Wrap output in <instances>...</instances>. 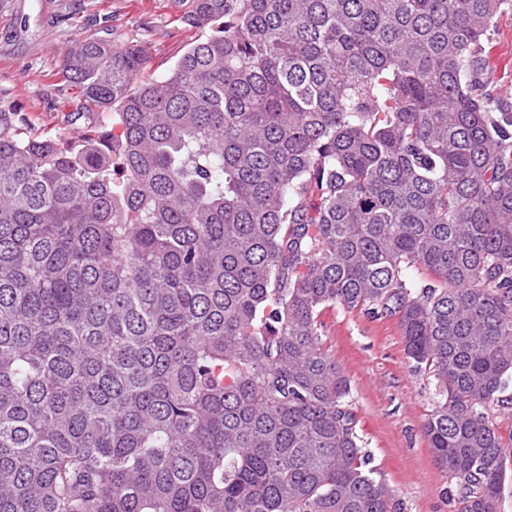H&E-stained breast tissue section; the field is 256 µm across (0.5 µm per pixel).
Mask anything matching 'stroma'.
<instances>
[{
    "label": "stroma",
    "mask_w": 512,
    "mask_h": 512,
    "mask_svg": "<svg viewBox=\"0 0 512 512\" xmlns=\"http://www.w3.org/2000/svg\"><path fill=\"white\" fill-rule=\"evenodd\" d=\"M186 9L182 0H0V110L26 117L41 136L77 138L80 125L67 119L72 90L59 74L65 52L85 39L118 47L142 41L149 71L164 73L195 37L181 21ZM501 29L484 56L489 80L512 95V16L502 19ZM321 320V343L350 381L371 468L404 512H455L442 494L448 479L422 431L436 382L407 359L395 320L338 306Z\"/></svg>",
    "instance_id": "stroma-1"
}]
</instances>
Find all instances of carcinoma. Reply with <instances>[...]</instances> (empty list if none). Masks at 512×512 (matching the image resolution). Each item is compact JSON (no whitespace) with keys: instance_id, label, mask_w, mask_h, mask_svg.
I'll return each instance as SVG.
<instances>
[{"instance_id":"cac0c4a2","label":"carcinoma","mask_w":512,"mask_h":512,"mask_svg":"<svg viewBox=\"0 0 512 512\" xmlns=\"http://www.w3.org/2000/svg\"><path fill=\"white\" fill-rule=\"evenodd\" d=\"M512 0H191L197 39L78 43L70 146L0 111V512H403L322 312L393 317L436 380L457 512L512 452ZM429 279L418 282L412 272ZM500 25L503 35L485 44L486 76L512 97V15L504 17ZM489 421L494 425L505 446L512 444V408L494 407L487 411Z\"/></svg>"}]
</instances>
